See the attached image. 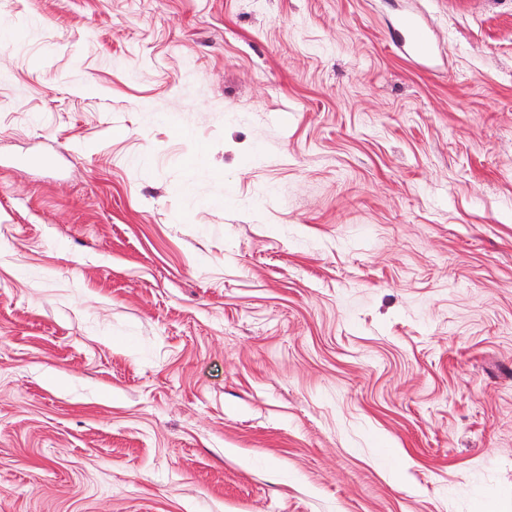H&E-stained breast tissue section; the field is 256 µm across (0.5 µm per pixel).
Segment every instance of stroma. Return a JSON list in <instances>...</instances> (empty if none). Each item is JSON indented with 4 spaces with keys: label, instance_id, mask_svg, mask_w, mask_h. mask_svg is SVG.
I'll return each mask as SVG.
<instances>
[{
    "label": "stroma",
    "instance_id": "35a3bbf8",
    "mask_svg": "<svg viewBox=\"0 0 512 512\" xmlns=\"http://www.w3.org/2000/svg\"><path fill=\"white\" fill-rule=\"evenodd\" d=\"M1 17L0 512H512V0ZM402 26L410 34L415 53L421 57L428 56L431 51L428 34L413 19L408 17L403 19Z\"/></svg>",
    "mask_w": 512,
    "mask_h": 512
}]
</instances>
